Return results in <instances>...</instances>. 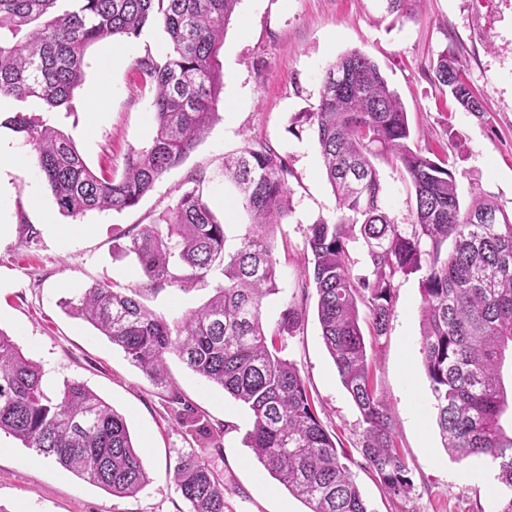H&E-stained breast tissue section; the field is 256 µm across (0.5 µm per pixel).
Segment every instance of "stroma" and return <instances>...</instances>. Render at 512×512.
<instances>
[{
  "instance_id": "stroma-1",
  "label": "stroma",
  "mask_w": 512,
  "mask_h": 512,
  "mask_svg": "<svg viewBox=\"0 0 512 512\" xmlns=\"http://www.w3.org/2000/svg\"><path fill=\"white\" fill-rule=\"evenodd\" d=\"M166 50V35L152 22L138 36L100 41L87 50L83 82L52 120L92 169L121 174L127 153L149 140L153 92L139 82L134 63L146 56L162 59ZM353 50L376 61L400 96L415 145L453 164L462 202L480 189L512 211V0H425L412 20L389 15L383 0H238L220 54L219 113L184 163L165 173L136 206L67 217L44 189L36 162L9 176L8 192L0 197V211L12 225L0 235V329L42 366L50 389L84 381L124 417L150 482L136 496L118 498L4 434L0 512H187L170 465L193 451L208 455L223 474L232 512H308L246 446L252 426L247 408L173 357V390L154 386L64 303L99 281L141 287L142 271L121 247L128 235L160 222L193 174L205 175L203 193L229 234L241 231L248 217L235 189L224 182V157L248 141H263L294 171L293 211L274 230L280 291L263 309L266 324L275 327L305 276L309 224L340 214L314 133L292 120L314 110L326 67ZM444 50L460 56L484 116L456 110L434 84L429 66ZM378 170L391 215L407 223L409 182L387 163ZM46 211L53 213L56 230L43 224ZM419 281L416 273L400 279L388 334L367 346L412 470L407 499L390 498L358 450L360 415L323 343L315 299H308L305 321L287 338L285 353L298 364L318 416L344 450L371 512H495L487 483L470 475L477 459L455 461L440 441L420 352ZM211 294L208 288L185 293L166 286L146 304L174 317ZM174 392L180 404H170Z\"/></svg>"
}]
</instances>
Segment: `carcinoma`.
Masks as SVG:
<instances>
[{
  "instance_id": "1",
  "label": "carcinoma",
  "mask_w": 512,
  "mask_h": 512,
  "mask_svg": "<svg viewBox=\"0 0 512 512\" xmlns=\"http://www.w3.org/2000/svg\"><path fill=\"white\" fill-rule=\"evenodd\" d=\"M238 0H0V97L66 104L83 80L93 44L138 35L159 24L168 40L164 61L135 62L154 87L148 143L124 158L123 172L97 174L73 142L47 120L22 112L10 123L32 146L45 188L64 216L134 207L167 171L179 166L208 133L224 75L219 56ZM387 12L411 18L421 0H384ZM433 80L457 109L480 114V98L462 75L458 56L441 52ZM320 146L341 216L308 228L312 275L266 329L264 300L279 292L274 228L292 213L288 160L249 141L224 158V178L249 217L230 245L190 179L161 224L142 227L123 247L146 287L105 282L66 302L139 368L153 385L171 388L167 357L220 387L252 415L247 446L263 469L310 512H369L333 436L318 418L300 370L282 355L284 340L303 322L315 290L325 347L363 426L360 453L388 495L408 498L411 468L395 445V425L367 360L359 306L370 336L387 335L399 279L422 273V366L443 448L458 460L485 456L496 469V512H512V214L495 196L473 194L463 209L456 171L413 143L408 116L379 66L351 51L328 65L319 102L297 118ZM408 179L409 223L387 209L376 161ZM362 241L365 273L352 272L348 245ZM216 277L214 296L180 317L142 302L162 285L187 293ZM4 432L115 497H133L149 482L125 419L83 381L47 392L41 367L0 329V433ZM177 492L189 512H229L224 481L206 455L178 456Z\"/></svg>"
}]
</instances>
